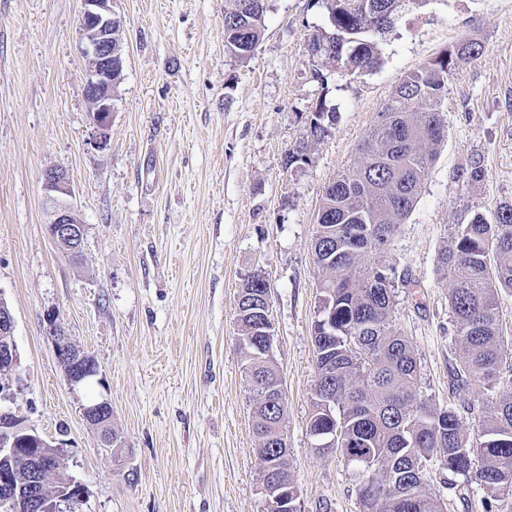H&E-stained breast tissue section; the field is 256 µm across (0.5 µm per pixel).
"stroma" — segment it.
<instances>
[{"instance_id": "35a3bbf8", "label": "stroma", "mask_w": 512, "mask_h": 512, "mask_svg": "<svg viewBox=\"0 0 512 512\" xmlns=\"http://www.w3.org/2000/svg\"><path fill=\"white\" fill-rule=\"evenodd\" d=\"M225 7L113 0L124 68L101 149L83 94L80 0H0V300L19 357L0 408L61 446L55 481L86 489L71 512H264L236 312L253 269L270 285L302 512H359L357 474L316 452L308 429L316 214L401 79L464 40L483 53L448 78L446 141L381 261L422 397L456 409L464 435L479 430L453 394L460 344L437 258L456 225L512 204V0H404L379 65L363 70L311 61L308 39L327 24L313 0H269L246 59L224 47ZM322 100L336 120L315 142L309 121ZM303 142L309 163L285 170V152ZM474 159L485 176L470 185L457 173ZM51 166L68 171L86 227L76 259L46 230ZM51 310L95 357L100 383L69 384ZM93 398L112 405L118 449L102 448L83 414ZM426 476L449 512H482L476 484L436 461Z\"/></svg>"}]
</instances>
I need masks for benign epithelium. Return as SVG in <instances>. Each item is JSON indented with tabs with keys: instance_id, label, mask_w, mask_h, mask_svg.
I'll return each instance as SVG.
<instances>
[{
	"instance_id": "benign-epithelium-1",
	"label": "benign epithelium",
	"mask_w": 512,
	"mask_h": 512,
	"mask_svg": "<svg viewBox=\"0 0 512 512\" xmlns=\"http://www.w3.org/2000/svg\"><path fill=\"white\" fill-rule=\"evenodd\" d=\"M121 20L112 11V0H82L78 22L81 50L87 59L84 99L96 133L97 143L106 144L112 124V100L120 81L122 60L119 58V30ZM43 189L50 202L47 230L50 238L70 256H80L85 236V225L76 213L74 189L69 173L60 166H51L42 173ZM262 322L258 331L268 336V352H273L275 330L271 318V296L264 297L258 309ZM47 323L58 359L65 363L69 383L80 386L99 375V365L88 352L73 345L56 312L47 314ZM18 364L14 340V317L8 305L0 300V400L12 395L17 383ZM85 418L101 430V445L111 448L112 405L106 400H95L83 408ZM38 445L34 452L24 455L27 473L26 487L20 489L13 473L0 471V509L3 512H62V507L79 501L85 487L71 479L54 494L47 490L46 476L63 463L59 447L45 441L34 430L21 426L20 419L10 411L0 410V462L15 461L21 455L18 440ZM265 506L271 509L298 508L288 503L270 481L261 484Z\"/></svg>"
}]
</instances>
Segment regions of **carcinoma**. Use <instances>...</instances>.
Instances as JSON below:
<instances>
[{
	"instance_id": "cac0c4a2",
	"label": "carcinoma",
	"mask_w": 512,
	"mask_h": 512,
	"mask_svg": "<svg viewBox=\"0 0 512 512\" xmlns=\"http://www.w3.org/2000/svg\"><path fill=\"white\" fill-rule=\"evenodd\" d=\"M328 28L308 42L322 57L355 68L379 63L375 38L395 24L400 0H315ZM269 0H227L224 46L238 58L254 53L263 33ZM474 41L456 45L430 68L406 75L359 146L360 160L324 189L313 243L321 271V318L314 326L317 381L309 432L317 451L340 433L335 452L358 471L374 467L377 496L361 493L360 512H445L430 492L424 462L434 457L456 476H472L492 500L512 494V398H499L482 416L476 439L462 434L455 410L439 408L419 394V370L410 344L394 323V285L378 256L396 225L412 211L418 191L446 140L442 106L448 75L478 58ZM336 110L320 101L311 132L324 138ZM474 160L458 177L469 184L484 178ZM438 272L449 285L461 355L454 374L459 399L469 402L470 382L492 394L504 372L512 373L508 338L500 323L499 293L512 290V204L481 213L455 227L438 254ZM265 276L251 271L237 313L243 373L252 396V432L258 456L281 486H296L284 433L286 404L275 359L258 350L262 337L250 301Z\"/></svg>"
}]
</instances>
